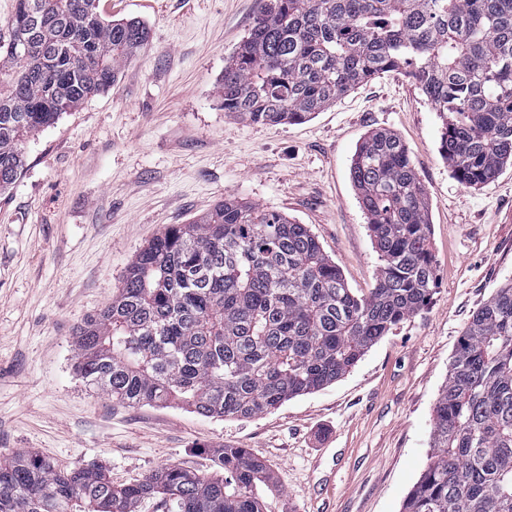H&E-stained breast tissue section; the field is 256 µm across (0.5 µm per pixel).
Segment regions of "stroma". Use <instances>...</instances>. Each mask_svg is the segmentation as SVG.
I'll list each match as a JSON object with an SVG mask.
<instances>
[{
    "label": "stroma",
    "instance_id": "stroma-1",
    "mask_svg": "<svg viewBox=\"0 0 512 512\" xmlns=\"http://www.w3.org/2000/svg\"><path fill=\"white\" fill-rule=\"evenodd\" d=\"M265 0H99L150 42L112 88L44 128L0 195V456L104 466L125 484L169 464L205 474L214 451L267 465L264 512H401L424 471L433 407L470 318L512 281V165L481 188L439 151L442 121L402 73L363 84L309 121L250 124L217 94L225 62ZM373 130L406 144L428 195L438 288L348 374L246 418L126 406L75 372L78 325L121 287L166 225L227 197L307 225L349 288L378 266L350 176Z\"/></svg>",
    "mask_w": 512,
    "mask_h": 512
}]
</instances>
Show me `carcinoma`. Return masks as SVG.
<instances>
[{"instance_id": "obj_1", "label": "carcinoma", "mask_w": 512, "mask_h": 512, "mask_svg": "<svg viewBox=\"0 0 512 512\" xmlns=\"http://www.w3.org/2000/svg\"><path fill=\"white\" fill-rule=\"evenodd\" d=\"M140 20L99 0H16L0 31V193L24 147L108 90L146 46ZM395 70L442 119L453 175L479 187L512 162V0H269L224 65V111L254 124L302 122ZM351 179L380 263L356 294L304 224L226 198L169 224L77 332L76 369L128 406L180 405L248 418L347 374L437 287L427 195L406 145L372 131ZM223 473L179 465L116 485L105 467L62 470L33 451L0 457V512H264L267 466L242 448ZM402 512H512V283L467 324L433 408L427 467Z\"/></svg>"}]
</instances>
